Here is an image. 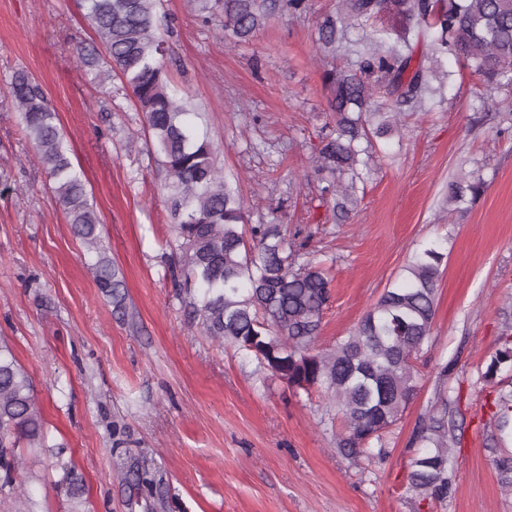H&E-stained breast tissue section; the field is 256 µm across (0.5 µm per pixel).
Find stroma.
I'll use <instances>...</instances> for the list:
<instances>
[{
	"label": "stroma",
	"mask_w": 512,
	"mask_h": 512,
	"mask_svg": "<svg viewBox=\"0 0 512 512\" xmlns=\"http://www.w3.org/2000/svg\"><path fill=\"white\" fill-rule=\"evenodd\" d=\"M79 3L0 0V343L31 376L48 430L45 448L20 446L13 483L0 475V512H16L22 495L32 512H71L60 483L70 466L84 478V512H512L494 463L490 403L500 386L481 378L499 338L512 336V131L498 130L501 94L453 57L417 48L424 67L448 78L402 112L399 132L375 138L357 202L340 217L322 202L311 164L335 122L333 60L317 28L338 0L275 14L242 43L204 22L197 0H161L171 87L200 105L248 223L312 233L308 258L332 278L318 349L356 328L414 251L444 247L418 394L387 433L385 458H349L336 448L323 391L293 394L207 336L175 286L172 219L143 116L119 78L95 83L82 68L78 46L97 39ZM17 68L58 115L123 273L125 310L97 288L22 130L6 88ZM462 170L485 191L453 207L448 182ZM456 391L451 488L444 501L421 502L406 489L412 436L436 395ZM135 464L156 496L120 481Z\"/></svg>",
	"instance_id": "obj_1"
}]
</instances>
